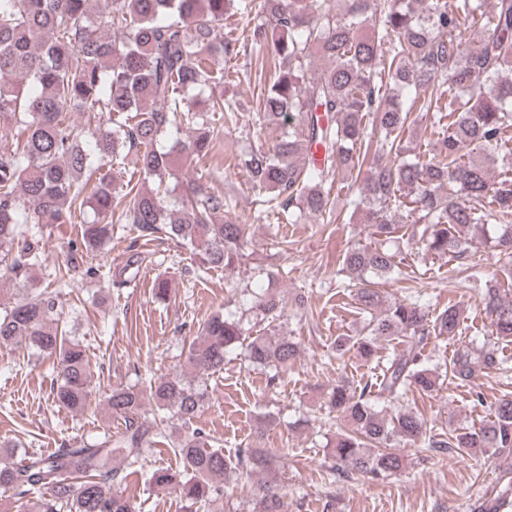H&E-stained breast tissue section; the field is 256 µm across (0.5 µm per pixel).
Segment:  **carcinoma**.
Segmentation results:
<instances>
[{
    "label": "carcinoma",
    "instance_id": "cac0c4a2",
    "mask_svg": "<svg viewBox=\"0 0 512 512\" xmlns=\"http://www.w3.org/2000/svg\"><path fill=\"white\" fill-rule=\"evenodd\" d=\"M0 0V119L20 129L0 146V282L16 302L0 307V345L23 343L56 369L54 403L70 412L88 407L93 373L62 319L61 289L69 287L77 254L112 249L114 224L138 237L162 234L188 248L205 270L234 271L248 257L249 225L226 219L224 195L200 185L174 198L168 179L184 158L214 150L216 116L236 111L214 91L254 71L260 86L258 131L274 134L268 150L252 148L241 164L252 184L269 193L264 207L302 224L333 214L328 182L358 183L348 207L366 215L371 242L341 257L337 283L354 289L361 331L336 339L333 354L351 348L370 358L390 351L364 382L341 381L326 393L330 411L351 427L332 448L345 480H378L406 468L400 445L440 457L512 448V398L499 399L479 429L433 433L424 416L404 406L409 392L430 393L438 367L423 355L426 341L462 334L460 303L430 309L415 296L390 299L378 283L400 275L392 246L402 226L419 225L421 248L450 256L480 296L495 335L512 340V162L492 178L491 163L512 156V0ZM264 23L255 28L249 61L227 67L235 39L214 41L227 6ZM480 27L478 40L466 38ZM329 66L313 68V54ZM210 107L191 114L195 136L179 149L160 147L191 101ZM106 113L110 126L79 129L74 110ZM428 122L440 152H411L412 113ZM138 151L140 172L154 183L141 192L105 174L93 175ZM174 198L168 203V198ZM91 207L93 219L68 243V258L49 273L54 289L33 272L45 224H70ZM492 249L499 273L487 279L463 260L474 244ZM248 310L264 327L253 336L239 318L216 314L181 350V370L141 387L117 384L105 395L123 428L93 440H64L51 454L19 462L0 458V490L20 512H136L127 478L160 445L181 461L158 468L147 482L179 493L188 512H219L224 486L246 493L252 512H285L282 478L288 458L262 437L226 455L196 421L210 402L205 375L224 369L233 352L268 373L267 386L298 355L280 296L272 288H242ZM506 365L497 350L472 343L456 349L445 375L463 386ZM156 407L152 417L144 407ZM37 497H32V494ZM512 495V465L499 491L478 512H498Z\"/></svg>",
    "mask_w": 512,
    "mask_h": 512
}]
</instances>
